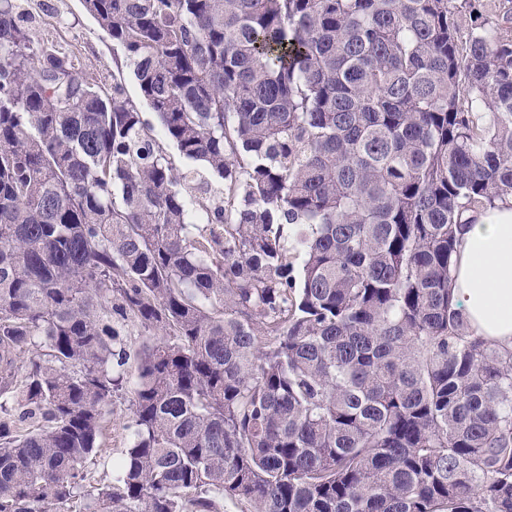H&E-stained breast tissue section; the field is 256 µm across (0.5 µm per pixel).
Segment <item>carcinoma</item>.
<instances>
[{"label":"carcinoma","mask_w":512,"mask_h":512,"mask_svg":"<svg viewBox=\"0 0 512 512\" xmlns=\"http://www.w3.org/2000/svg\"><path fill=\"white\" fill-rule=\"evenodd\" d=\"M84 7L223 188L0 0V512H512V348L451 288L512 198V0ZM126 392V393H125ZM114 397L112 414L108 417L106 432L102 438L101 461L89 464L85 469L90 481H98L105 473H110V467H103V461H113L122 457L128 445L130 431L126 428L132 418L131 395L125 391Z\"/></svg>","instance_id":"obj_1"}]
</instances>
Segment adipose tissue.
Masks as SVG:
<instances>
[{"label": "adipose tissue", "mask_w": 512, "mask_h": 512, "mask_svg": "<svg viewBox=\"0 0 512 512\" xmlns=\"http://www.w3.org/2000/svg\"><path fill=\"white\" fill-rule=\"evenodd\" d=\"M452 290L475 335L512 347V199L462 225Z\"/></svg>", "instance_id": "adipose-tissue-1"}]
</instances>
